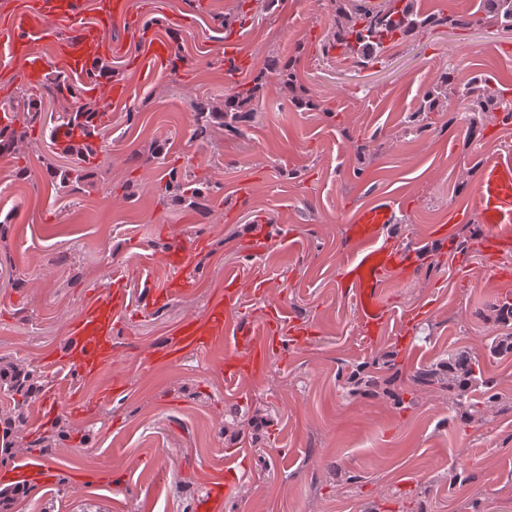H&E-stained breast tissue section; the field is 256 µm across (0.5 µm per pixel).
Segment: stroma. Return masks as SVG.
Returning <instances> with one entry per match:
<instances>
[{
    "mask_svg": "<svg viewBox=\"0 0 512 512\" xmlns=\"http://www.w3.org/2000/svg\"><path fill=\"white\" fill-rule=\"evenodd\" d=\"M127 6L156 20V32L186 61L155 76L138 72L132 60L145 35L119 28L112 66L131 97L112 112L102 179L62 197L45 172L44 144L26 149L27 174L0 160V212L13 215L0 227V365L41 370V394L58 406L48 421L32 409L21 421L12 393L0 389V417L13 419L0 428V471L24 442L59 425L65 431L39 456L50 484L29 481L13 512H194L211 473L239 470L247 477L224 512H512V352L487 351L492 337L512 334V322L500 323L491 308L496 296H512V279L497 282L493 296L482 288L493 268L512 269V250L472 257L459 273L449 244L482 242L477 217L457 223L452 214L470 208L481 161L512 152V125L488 119L471 138L468 112L409 121L444 68L462 80L494 74L512 99V30L434 27L391 48L385 64L359 70L322 52L330 0H281L271 13L260 0ZM238 15L247 70L234 80L222 62L221 22ZM276 53L292 58L319 109L296 107L271 78L253 104L254 120L211 144L192 140V102L222 100ZM159 135L170 140L169 164L143 162L139 151ZM172 165L207 180L214 193L193 209L159 204L152 189ZM131 179L145 187L134 200L121 191ZM382 194L405 204L389 233L416 249L419 271L388 282L391 321L368 340L339 280L355 248L347 222ZM198 238L207 247L192 259L195 293L141 310L143 285L162 287L169 276L160 261L169 245ZM231 269L264 286L259 295L245 292L241 317L262 322L276 304L312 324L315 337L273 356L261 377L232 386L220 342L202 355L148 360L185 315L203 314L220 298ZM113 276L130 292L112 336L120 371L48 369L70 346L64 318L100 298ZM416 309L421 317L401 334L398 318ZM458 348L479 355L499 394L484 417L410 382L418 367ZM385 355L397 365L388 384L377 365ZM361 367L381 384L347 396V379ZM118 373L125 391L97 405ZM76 391L93 410L67 408Z\"/></svg>",
    "mask_w": 512,
    "mask_h": 512,
    "instance_id": "1",
    "label": "stroma"
}]
</instances>
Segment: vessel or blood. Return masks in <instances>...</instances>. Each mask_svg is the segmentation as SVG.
Listing matches in <instances>:
<instances>
[{
	"instance_id": "vessel-or-blood-1",
	"label": "vessel or blood",
	"mask_w": 512,
	"mask_h": 512,
	"mask_svg": "<svg viewBox=\"0 0 512 512\" xmlns=\"http://www.w3.org/2000/svg\"><path fill=\"white\" fill-rule=\"evenodd\" d=\"M124 10V0H97L94 21L84 23L79 18L77 0H29L23 11L12 14L9 23L0 27V54L8 56L10 62L20 63L23 77L33 85L43 80L52 60L69 76H82L91 58L116 47L114 32ZM36 40L50 47V55L32 50L31 44ZM170 61L168 44L157 38L149 45L141 64L164 71ZM472 206L487 230L484 248L494 253L512 249L511 160L497 159L483 165ZM400 211L399 200L384 196L357 210L347 226L356 248L344 265L339 286L342 295L356 307L361 329L370 338L379 335L387 323L381 295L387 276L409 279L418 270L413 252L386 234L389 225L398 223ZM192 253V248L180 242L166 252L163 261L171 275L164 288L149 289L145 298L148 308L194 293L197 282L190 267ZM243 286L240 278L226 275L221 301L207 315L182 319L169 345L157 350V360L175 361L187 354L204 353L213 337L222 333L235 343L250 346L245 354L225 351V381L231 384L242 376L258 374L262 364L280 350L273 331L280 328L287 313L276 305L269 308L261 324L239 318ZM127 308L124 281L109 282L102 299L85 308L67 326V334L74 341L69 364L86 374L97 373L111 364L115 321L124 317ZM228 498V489L211 483L196 508L198 512H221Z\"/></svg>"
}]
</instances>
